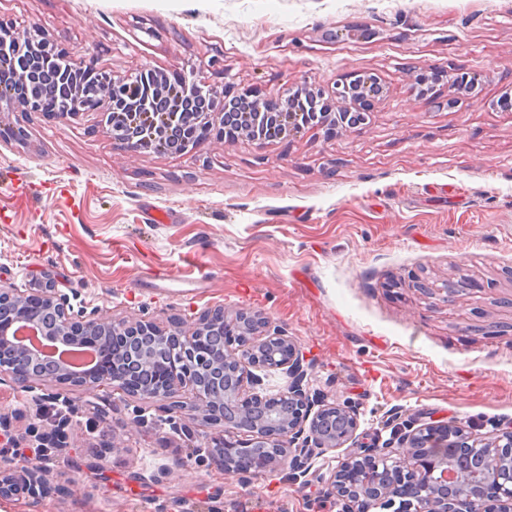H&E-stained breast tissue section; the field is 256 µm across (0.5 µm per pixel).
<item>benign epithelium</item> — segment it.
Returning <instances> with one entry per match:
<instances>
[{
	"label": "benign epithelium",
	"instance_id": "benign-epithelium-1",
	"mask_svg": "<svg viewBox=\"0 0 512 512\" xmlns=\"http://www.w3.org/2000/svg\"><path fill=\"white\" fill-rule=\"evenodd\" d=\"M52 44L36 23L18 25L0 20V59L21 58L17 77L46 83L67 101L56 113L68 122L83 112H97L105 133L133 151L149 147V140H168L169 151L188 153L203 139L198 128L221 130L232 126L239 135L267 142L312 130L329 142L368 124L367 105L382 94L376 76L351 72L336 80L330 96L312 84L290 86L279 99H264L255 91L227 83L218 88L202 76L181 75L176 83L167 75L140 71L117 77L112 72L77 61L65 54L46 52ZM410 89L449 106L459 96H476L479 77H454L443 71L407 68ZM450 95L442 98L440 88ZM0 110L42 114L39 103L18 98L0 83ZM37 305L54 315L51 328L33 339L23 334L32 322L27 309ZM235 327L249 335L224 337L223 358L210 363L221 371L239 374L234 397L240 404L264 410L266 399L249 393L261 378L258 370H281L290 378L282 399L288 416L270 430L236 426L237 409L224 403L221 377L202 374L206 356L202 340L215 324ZM170 353L168 365L151 384L137 371L122 373L98 361L90 369L64 363L51 374L54 380L93 390L110 385L125 394L167 404L170 410L201 415L215 429L213 447L228 455L236 448H275L277 453L248 471L263 474L286 463L295 476L305 474L308 458L316 452L341 448L355 437L357 413L348 406L320 405L303 388V356L284 331L260 312L227 313L217 307L204 311L193 323L172 321L160 326L151 320H128L104 315L77 316L66 295L52 282L29 294L0 279V374H9L22 387L38 378L34 360L65 346H92L104 352L117 340L129 346L141 336ZM392 441L363 448L343 462L328 479L327 492L345 501L344 512H512V429L490 439L454 434L451 425L416 429L393 426ZM26 478L20 491L37 496L43 490L39 468L15 463Z\"/></svg>",
	"mask_w": 512,
	"mask_h": 512
}]
</instances>
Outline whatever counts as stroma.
I'll return each instance as SVG.
<instances>
[{
    "label": "stroma",
    "mask_w": 512,
    "mask_h": 512,
    "mask_svg": "<svg viewBox=\"0 0 512 512\" xmlns=\"http://www.w3.org/2000/svg\"><path fill=\"white\" fill-rule=\"evenodd\" d=\"M0 18L37 23L117 76L200 70L269 98L352 71L385 87L371 125L342 139L185 155L130 151L94 112L67 124L0 112L27 131L0 142L1 279L27 293L48 272L88 318L262 312L305 355L309 394L356 409L363 442H388L394 417L479 437L512 426V330H490L512 320V110L495 105L512 88V0H0ZM345 29L362 35L329 39ZM410 66L476 73L482 90L441 109L408 92ZM153 267L201 286L142 287ZM0 418L19 447L58 426L71 447L43 464L40 497L0 495V512L342 510L324 490L347 446L312 456L297 481L284 466L228 474L202 416L8 375Z\"/></svg>",
    "instance_id": "1"
}]
</instances>
